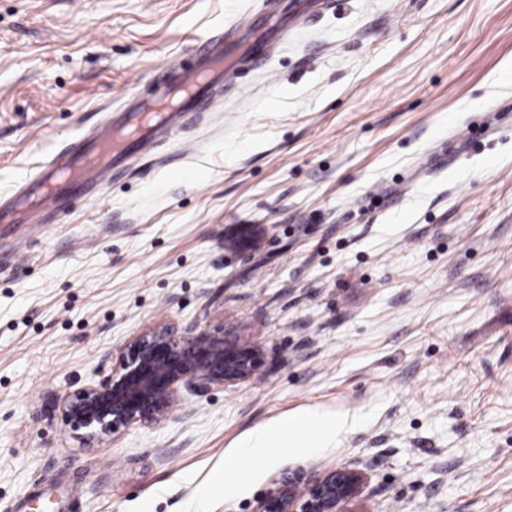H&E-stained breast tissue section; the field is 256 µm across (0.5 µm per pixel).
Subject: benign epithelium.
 Instances as JSON below:
<instances>
[{
  "instance_id": "7a95c632",
  "label": "benign epithelium",
  "mask_w": 512,
  "mask_h": 512,
  "mask_svg": "<svg viewBox=\"0 0 512 512\" xmlns=\"http://www.w3.org/2000/svg\"><path fill=\"white\" fill-rule=\"evenodd\" d=\"M260 363L254 347L204 331L180 334L160 327L133 337L112 374L69 393L61 413L84 441H101L130 425L165 418L182 384L200 389L234 384L252 377ZM362 485L361 474L346 467L309 476L287 471L259 502L257 512H347Z\"/></svg>"
}]
</instances>
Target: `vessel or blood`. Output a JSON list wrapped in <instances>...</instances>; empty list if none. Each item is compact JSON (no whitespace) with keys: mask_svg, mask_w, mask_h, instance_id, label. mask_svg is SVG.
<instances>
[{"mask_svg":"<svg viewBox=\"0 0 512 512\" xmlns=\"http://www.w3.org/2000/svg\"><path fill=\"white\" fill-rule=\"evenodd\" d=\"M235 50L246 60V69L225 68V52ZM270 50L267 43H242L231 27L201 39L191 59L168 65L152 79L147 94L111 107L95 133L46 157L32 178L1 196L0 224L16 228L28 223L25 203L31 198L57 214L89 199L91 184L133 169L163 142L175 139L187 119L212 111L222 86L241 78L244 70L267 69Z\"/></svg>","mask_w":512,"mask_h":512,"instance_id":"obj_1","label":"vessel or blood"}]
</instances>
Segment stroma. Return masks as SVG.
<instances>
[{"label": "stroma", "instance_id": "1", "mask_svg": "<svg viewBox=\"0 0 512 512\" xmlns=\"http://www.w3.org/2000/svg\"><path fill=\"white\" fill-rule=\"evenodd\" d=\"M0 0V194L198 39L277 26L134 170L0 264V512H256L282 473L359 472L349 512H512V0ZM260 350L162 421L87 445L60 413L136 335ZM358 418L202 499L252 429Z\"/></svg>", "mask_w": 512, "mask_h": 512}]
</instances>
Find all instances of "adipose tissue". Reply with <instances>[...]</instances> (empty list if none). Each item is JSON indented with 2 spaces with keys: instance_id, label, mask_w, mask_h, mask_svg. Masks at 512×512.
Wrapping results in <instances>:
<instances>
[{
  "instance_id": "ef3b65f1",
  "label": "adipose tissue",
  "mask_w": 512,
  "mask_h": 512,
  "mask_svg": "<svg viewBox=\"0 0 512 512\" xmlns=\"http://www.w3.org/2000/svg\"><path fill=\"white\" fill-rule=\"evenodd\" d=\"M355 423V418L346 415L336 416L307 408L261 425L248 432L237 449L228 453L223 468L212 477L208 491L213 494L224 490L241 473L243 462L254 461L265 467L276 464L279 449L307 456L336 447L341 435Z\"/></svg>"
}]
</instances>
